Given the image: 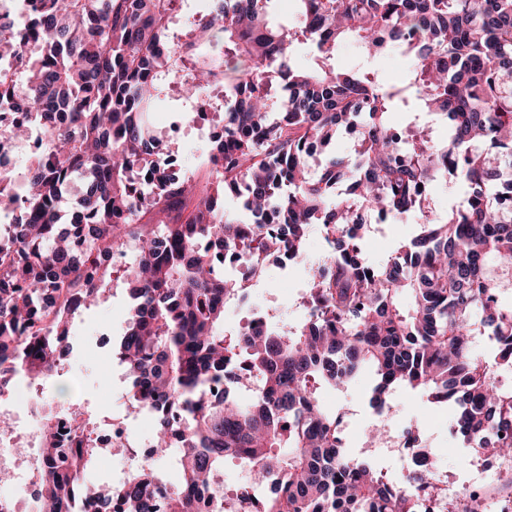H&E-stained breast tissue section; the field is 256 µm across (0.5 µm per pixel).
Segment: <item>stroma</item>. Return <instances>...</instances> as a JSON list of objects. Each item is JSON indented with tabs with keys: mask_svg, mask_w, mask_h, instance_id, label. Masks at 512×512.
Wrapping results in <instances>:
<instances>
[{
	"mask_svg": "<svg viewBox=\"0 0 512 512\" xmlns=\"http://www.w3.org/2000/svg\"><path fill=\"white\" fill-rule=\"evenodd\" d=\"M336 63L346 70H375L389 83L400 81L409 68L408 61L399 52H390L374 61L367 58L353 41L338 47ZM420 222L421 217L416 213L388 220L380 241L364 239L362 249L366 257L376 264L383 262L417 234ZM329 252L323 232L320 228H312L301 261L287 269L268 263L262 282L248 300L226 309L225 329H235L250 313L264 309L270 295L278 298L276 307L281 323L291 325L302 321L305 311L299 302L308 281V267ZM128 313L125 286L122 282H113L107 301L86 311L71 327V352L65 366L59 375L43 382L39 395L54 410L62 411L75 404L81 406L88 411L93 424L101 428L114 421L123 422L131 448L143 453L151 446L155 423L148 417L129 416L127 384L117 381L118 364L112 359L108 347L101 344L102 339L121 336ZM373 385V375L365 373L346 390L324 388L319 393L324 408L343 415L347 448H362L366 433L378 424L377 415L368 406ZM453 415V408L429 404L419 392L406 390L394 399L390 425L385 431L389 437L405 434L409 429L417 432L430 448L442 480L451 486L468 480L476 459L475 454L461 448L453 436Z\"/></svg>",
	"mask_w": 512,
	"mask_h": 512,
	"instance_id": "obj_1",
	"label": "stroma"
}]
</instances>
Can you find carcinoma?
Wrapping results in <instances>:
<instances>
[{
    "mask_svg": "<svg viewBox=\"0 0 512 512\" xmlns=\"http://www.w3.org/2000/svg\"><path fill=\"white\" fill-rule=\"evenodd\" d=\"M279 0H198L179 34L188 0H36L33 22L0 55L28 72L19 86L0 73V101L19 91L50 139L26 182L0 170V205L18 207L11 250L0 251V396L17 376L59 373L69 354L71 316L107 297L123 279L132 301L112 353L124 364L129 403L156 417L151 458L130 478L88 479L100 449L70 419L67 447L57 415L43 422L41 500L47 512H194L207 493L236 512L224 489V460H241L270 486L260 512H417L432 487L430 451L412 452L400 485L336 441L342 415L319 391L375 375L370 406L418 390L456 407L453 435L493 459H512V0H294L298 23L276 19ZM353 37L370 57L399 50L406 78L343 71L332 61ZM43 49L33 57L21 44ZM316 66L295 67L301 44ZM183 78L192 96L174 121L195 116L194 99L219 87L223 135L211 141L205 181L165 164L174 153L145 115ZM351 156L309 159L342 132ZM151 185L138 189L135 170ZM465 196L433 218L434 187L446 176ZM82 195L69 222L60 206L74 180ZM241 212L224 208V195ZM143 210L153 223L136 224ZM426 218L420 233L383 263L361 241L367 216ZM317 224L332 252L310 268L297 325L250 334L224 330L227 306L244 299L220 255L248 249L263 231L268 255L302 257ZM115 265L114 253L127 254ZM494 356L472 354L476 337ZM241 401L232 391L243 386ZM176 460V480L157 497L154 458Z\"/></svg>",
    "mask_w": 512,
    "mask_h": 512,
    "instance_id": "carcinoma-1",
    "label": "carcinoma"
}]
</instances>
